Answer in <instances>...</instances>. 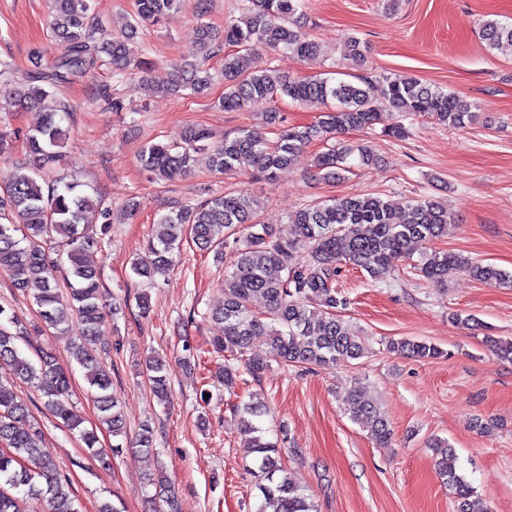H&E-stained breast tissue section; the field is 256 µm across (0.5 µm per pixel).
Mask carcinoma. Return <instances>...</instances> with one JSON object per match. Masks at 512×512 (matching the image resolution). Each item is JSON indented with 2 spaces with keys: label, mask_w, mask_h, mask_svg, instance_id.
I'll list each match as a JSON object with an SVG mask.
<instances>
[{
  "label": "carcinoma",
  "mask_w": 512,
  "mask_h": 512,
  "mask_svg": "<svg viewBox=\"0 0 512 512\" xmlns=\"http://www.w3.org/2000/svg\"><path fill=\"white\" fill-rule=\"evenodd\" d=\"M185 0H137V20L158 22L180 10ZM302 0H246L242 15L224 23V37L202 25L195 50L176 68L168 90L189 89L200 93L212 83L207 59L224 54V97L226 111H239L255 99L286 97L294 103L318 102L335 106L310 124L292 126L271 140L258 128H244L210 142L202 127L189 129L181 144H150L139 155V166L159 180L191 173L197 155L205 151L211 170L226 173L245 171L273 179L277 171L293 163L315 141L331 142L314 160L320 177L328 182L343 179L348 157L359 152L369 165L376 156L366 146L334 143L340 134L367 129L388 108L412 116H427L437 123L464 128L478 119L477 106L465 97L409 75L382 77L383 100L371 94V80L359 82L328 78L281 77L261 64L263 53L287 50L301 60L320 54L321 46L304 30ZM99 23L94 0H52L51 38L59 47L42 71L22 78L26 92L19 100L43 109L42 120L26 135L29 165L17 168L0 195V269L8 272L15 288L37 306L41 323L57 329L77 320L80 341L69 347V355L81 368L99 412V420L112 432L124 435L125 423L114 393L112 372L101 365L92 345L103 318L101 274L87 262L88 253L101 248L111 230L109 210L101 200L79 190L77 181L55 176L59 147L66 137L62 123L70 119L68 106L55 99L63 84L93 75L104 60L112 64V80L121 82L133 73L145 74L147 62L135 57L130 43L137 26L129 24L112 43L100 45L93 39ZM481 39L490 49L512 43V20H487ZM259 204L246 193H227L200 203L179 206L157 220L158 231L148 255L132 265L135 275L152 280L169 270L173 254L185 242L215 255L239 230L248 231L246 245L235 250L231 269L224 274V307L212 317L224 323V335L214 340L217 352L241 353L250 338L269 337L263 357H252L245 370L256 376L275 361L286 365L330 367L363 357L366 347L342 319L349 305L336 288V276L351 266L366 271L373 279L394 275V257L409 258L413 245H430L448 235L452 218L448 207L434 198L410 201L401 221H393L390 204L378 196L337 195L307 204L290 217L289 232L276 233L257 223ZM93 210L102 217L95 226L85 215ZM21 231L17 238L14 232ZM413 269L429 283L443 284L448 270L463 272L476 281L512 288V274L493 264L473 262L455 252L428 249ZM265 299V310L256 313L251 301ZM28 335L26 325L12 311L0 306V362L11 366L18 377L33 387L52 417L78 431L89 456L102 467L110 466L109 453L99 447L96 429L69 407L71 376L48 351L36 350L32 360L18 346ZM486 342L498 357L512 362V341L493 336ZM388 351L417 358H436V346L407 338L393 340ZM153 395L167 401L171 370L160 357L145 363ZM350 419L368 432L380 448L391 444L394 431L376 405L365 399L354 383L346 399ZM244 431L252 434L259 454L255 478L264 502L258 512H312L308 496L289 479L275 445L265 439L252 418L262 415L258 403L244 405ZM28 405L13 390L0 385V512H24L21 499L12 491L43 503L42 512H79L69 478L42 454V430L28 422ZM430 447L443 483L452 492L455 512H491L471 484L457 472L455 449L444 439Z\"/></svg>",
  "instance_id": "obj_1"
}]
</instances>
